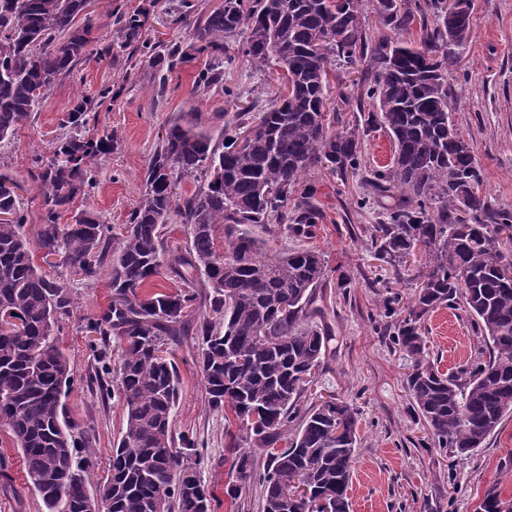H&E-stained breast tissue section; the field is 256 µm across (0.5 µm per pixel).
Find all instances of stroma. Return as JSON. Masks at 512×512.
<instances>
[{
  "label": "stroma",
  "instance_id": "1",
  "mask_svg": "<svg viewBox=\"0 0 512 512\" xmlns=\"http://www.w3.org/2000/svg\"><path fill=\"white\" fill-rule=\"evenodd\" d=\"M184 0H112L113 10L146 12L140 39L149 44L181 45L189 27L181 22ZM471 29L466 46L450 68L460 132L473 142L482 172V194L489 204L512 210V0H472ZM101 0H93L88 18L96 38L90 54L70 75L59 78L41 98L30 118L0 141V173L19 183L18 200L29 214L27 235H34L41 197L34 179L36 162L54 157L56 141L67 130L62 118L77 98H98L111 89L112 104L91 113L100 131H116L98 174V184L75 206L96 214L101 223L126 224L143 191L144 174L156 146L178 113L223 112L234 115L247 106L263 109L278 94L276 68L257 69L242 52V36L224 41L221 86L203 88L198 73L207 67L195 56L175 69L141 59L130 66L125 37L108 18ZM368 73L367 63L348 69L327 68L331 110L351 122L369 104L359 103L354 84ZM393 156L389 137L379 129L363 138L362 167L340 177L324 167L313 169L305 186L313 190L320 218L311 237L297 240L284 231L269 238L271 249L300 246L319 251L329 270L318 290V304L332 320L334 355L319 377L318 390L353 403L360 415L359 444L349 489L351 512H477L487 492L512 499V414L504 417L485 447L469 457L436 448L417 417L406 379L410 359L393 343L394 321L385 314L386 298H397V315L405 316L418 293L427 257L415 250L402 266L379 259L368 234L385 223L391 198L369 191L372 170ZM51 279L65 282L73 304L61 323L59 345L75 374L66 404L91 448L92 482L104 480L114 443L125 425L118 397L102 399L90 377L96 353L85 336L87 320L100 317L112 302L108 272L93 280L73 275L61 258L42 267ZM430 357L441 371L465 364L478 339L462 309L441 308L425 322ZM198 340L188 333L166 344L179 374L174 434L194 436L203 449L201 478L214 497L215 512H260L257 488L230 499L231 441H244L246 428L235 414L210 409L196 365ZM0 512H44L29 486L23 458L10 429L0 423Z\"/></svg>",
  "mask_w": 512,
  "mask_h": 512
}]
</instances>
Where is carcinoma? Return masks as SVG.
<instances>
[{
  "mask_svg": "<svg viewBox=\"0 0 512 512\" xmlns=\"http://www.w3.org/2000/svg\"><path fill=\"white\" fill-rule=\"evenodd\" d=\"M361 0H224L197 20L187 47L151 46L150 57L174 67L190 54L213 65L198 84L221 80L224 38L245 36L244 56L256 68L278 67L284 88L258 113L242 110L235 129L252 132L224 141L216 121L224 113L181 112L151 157L144 191L124 231L83 209L97 168L115 133L88 134L90 104L80 99L63 118L71 133L57 141L55 159L38 167L40 226L25 233L17 181L0 175V422L21 449L28 484L45 512H212L200 478L202 449L189 435L174 439L177 371L163 355L165 341L195 321L197 364L208 404L230 410L247 428L249 446H233V470L246 475L227 485L240 496L256 485L262 512H350L348 497L359 417L329 396L302 403L323 370L333 340L317 288L328 276L312 249L270 254L252 225L272 233L286 226L305 237L317 223L311 190L288 197L319 165L345 176L361 166L363 136L382 128L393 142L390 163L371 186L400 194L389 222L372 228L378 256L394 265L420 245L428 255L418 295L392 335L412 362L407 378L414 411L434 446L457 457L481 447L512 414V211L495 209L480 193L474 145L453 120L448 63L470 36L471 0H376L379 23L391 35L373 43L359 22ZM83 0H0V140L27 120L45 91L70 74L93 42V27L75 24ZM433 21H428L426 13ZM127 43L139 38L141 12L117 13ZM419 23L418 43L399 35ZM356 65L367 59L371 81L360 92L377 106L356 124L326 110L329 59ZM181 175L201 186L174 191ZM71 221L61 223L63 213ZM190 237L185 286L147 292L145 284L169 264L164 228L172 215ZM112 249V303L85 326L97 336L99 390L109 371L112 337L122 350L118 397L125 427L108 475L89 492L91 449L68 420L65 398L74 372L57 339L70 314L68 286L34 261L59 256L86 279L99 273ZM462 306L478 336V355L443 373L430 359L424 322L438 308ZM264 457L258 462L257 456ZM481 512H512V500L486 495Z\"/></svg>",
  "mask_w": 512,
  "mask_h": 512,
  "instance_id": "carcinoma-1",
  "label": "carcinoma"
}]
</instances>
